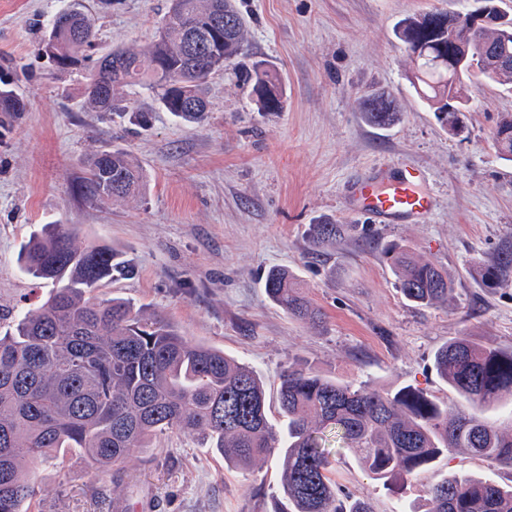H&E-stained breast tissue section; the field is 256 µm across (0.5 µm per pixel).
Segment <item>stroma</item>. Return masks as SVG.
<instances>
[{
	"mask_svg": "<svg viewBox=\"0 0 512 512\" xmlns=\"http://www.w3.org/2000/svg\"><path fill=\"white\" fill-rule=\"evenodd\" d=\"M247 58L271 64L284 89L279 112L257 111L232 72L206 84L207 118L186 124L148 93L128 104L150 111L142 129L84 107L87 71L55 70L40 47L53 17L74 6L96 20L103 49L156 34L167 0H0V77L14 80L26 109L0 112V326L43 302L50 288L26 278L21 245L40 224L74 225L81 245L126 251L134 278L107 284L191 340L224 349L266 382L269 419L278 413L288 367L373 389L416 388L450 409L464 400L437 375L436 350L468 337L512 351V271L484 287L476 262L512 251V162L491 133L512 113V86L465 87L466 131L442 129L417 96L405 46L406 16L459 12L465 0H237ZM378 90L403 112L387 129L369 126L358 101ZM132 155L146 174L142 196L100 201L79 191L89 155ZM395 161L421 168L437 206L420 224H377L350 211L351 180ZM348 225L341 244L315 253L309 225ZM409 246L444 267L455 288L448 305L421 307L394 285L386 243ZM288 269L323 321L295 320L263 288L268 269ZM453 473L512 485V469L464 454L438 459L407 482L383 485L347 451L333 478L374 512H425L429 487ZM277 457L255 471L228 468L198 439L165 433L128 459L121 488L65 448L35 479L32 512H271Z\"/></svg>",
	"mask_w": 512,
	"mask_h": 512,
	"instance_id": "obj_1",
	"label": "stroma"
}]
</instances>
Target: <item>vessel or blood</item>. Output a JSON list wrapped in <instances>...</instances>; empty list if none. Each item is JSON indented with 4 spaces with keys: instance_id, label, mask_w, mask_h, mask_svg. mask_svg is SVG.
<instances>
[{
    "instance_id": "b4317fda",
    "label": "vessel or blood",
    "mask_w": 512,
    "mask_h": 512,
    "mask_svg": "<svg viewBox=\"0 0 512 512\" xmlns=\"http://www.w3.org/2000/svg\"><path fill=\"white\" fill-rule=\"evenodd\" d=\"M424 173L407 164H384L371 175L351 181L346 188L350 210L363 211L382 224L421 223L435 207L423 191Z\"/></svg>"
}]
</instances>
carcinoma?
Listing matches in <instances>:
<instances>
[{"instance_id": "obj_1", "label": "carcinoma", "mask_w": 512, "mask_h": 512, "mask_svg": "<svg viewBox=\"0 0 512 512\" xmlns=\"http://www.w3.org/2000/svg\"><path fill=\"white\" fill-rule=\"evenodd\" d=\"M155 39L96 55L95 19L74 8L58 12L42 39L59 69L92 62L85 103L98 112L129 114L146 127L150 112L120 107L119 91L146 90L159 109L185 123L209 109L207 80L243 54L246 25L236 0H179ZM446 11L403 19L395 31L413 67V86L450 126L467 110L466 80L512 84V65L490 62L460 71L447 63L463 53L465 37L451 29ZM475 41L512 53V26L487 25ZM243 84L258 110L278 112L283 86L262 63L245 71ZM11 81L0 78V112H23ZM364 121L386 127L400 112L385 93L361 102ZM495 131L496 152L512 161V115ZM141 166L119 149H99L87 162L80 189L91 197L124 199L145 186ZM343 224H312L314 252L336 245ZM397 287L417 306L453 299L448 273L413 257L399 243L383 249ZM22 271L53 285L48 300L25 312L0 336V512H28L36 494L37 466L61 448L79 449L88 466L116 476L136 452L162 432L198 438L224 454V463L252 471L271 455L282 458L281 496L272 512H372L370 501L339 494L331 476L330 440L354 454L375 480L407 481L441 456L462 451L492 467L512 468V435L483 415L505 392L512 395V353L465 337L441 346L437 374L473 409L448 410L413 388L396 392L356 387L313 369L284 371L279 408L287 424L269 421L264 381L249 365L174 325L143 315L122 297H100L104 285L130 279L135 266L109 244L82 247L69 224H45L20 252ZM512 269L504 253L478 266L487 287ZM270 301L297 320L321 323V313L297 291L288 270L271 268L264 281ZM426 512H512V486L453 474L428 490Z\"/></svg>"}]
</instances>
